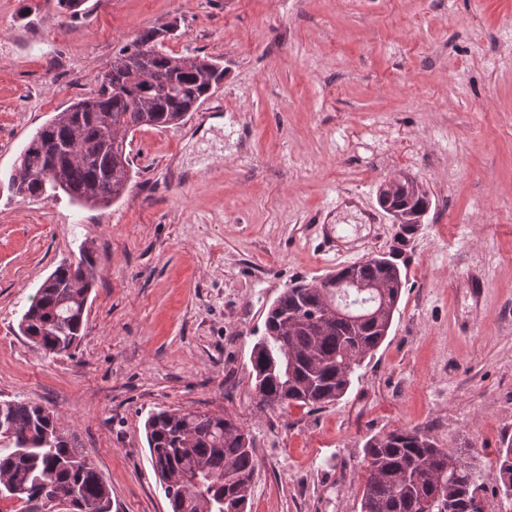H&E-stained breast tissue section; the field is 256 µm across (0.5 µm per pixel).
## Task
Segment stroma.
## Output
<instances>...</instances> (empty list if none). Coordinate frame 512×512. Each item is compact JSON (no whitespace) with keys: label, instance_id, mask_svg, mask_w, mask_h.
I'll return each instance as SVG.
<instances>
[{"label":"stroma","instance_id":"1","mask_svg":"<svg viewBox=\"0 0 512 512\" xmlns=\"http://www.w3.org/2000/svg\"><path fill=\"white\" fill-rule=\"evenodd\" d=\"M218 59L224 80L184 124L137 130L133 178L107 208L21 198L37 130L137 35ZM405 173L422 223L378 203ZM91 247L83 337L50 356L18 322L61 261ZM383 254L403 289L347 393L260 412L251 352L291 281ZM483 276L481 304L468 273ZM53 411L112 492V512H170L144 423L228 414L258 469L247 512H360L364 444L432 436L504 512L512 441V0H0V401ZM496 481L502 497L512 505V442L501 448L497 458Z\"/></svg>","mask_w":512,"mask_h":512}]
</instances>
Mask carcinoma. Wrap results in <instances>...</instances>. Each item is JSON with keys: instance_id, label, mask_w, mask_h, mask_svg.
<instances>
[{"instance_id": "cac0c4a2", "label": "carcinoma", "mask_w": 512, "mask_h": 512, "mask_svg": "<svg viewBox=\"0 0 512 512\" xmlns=\"http://www.w3.org/2000/svg\"><path fill=\"white\" fill-rule=\"evenodd\" d=\"M145 32L115 58L97 93L74 100L30 140L21 154L23 173L16 193L26 198L64 192L86 205L118 200L131 180L127 135L142 127L182 124L224 79V68L207 55L189 64L156 48ZM405 175L388 207L404 212L430 208L428 193ZM352 272L383 286L374 321L323 322L328 290L315 283L290 284L271 305L265 333L251 355L255 383L264 389L261 411L311 409L346 394L364 359L386 338L402 292L400 269L382 255L344 267L332 281ZM97 277L92 249L80 248L74 264H60L43 281L19 322L20 332L52 356L70 354L81 338L86 305L83 290ZM0 497L48 502L46 484L71 497L74 512H95L111 497L102 476L78 454L57 426L53 412L37 403L0 401ZM146 433L152 466L171 512H247L258 468L252 438L237 420L220 415L162 410L149 416ZM496 481L512 505V443L499 450ZM360 512H482L476 505L477 471L452 457L428 434L403 429L365 444L360 466Z\"/></svg>"}]
</instances>
